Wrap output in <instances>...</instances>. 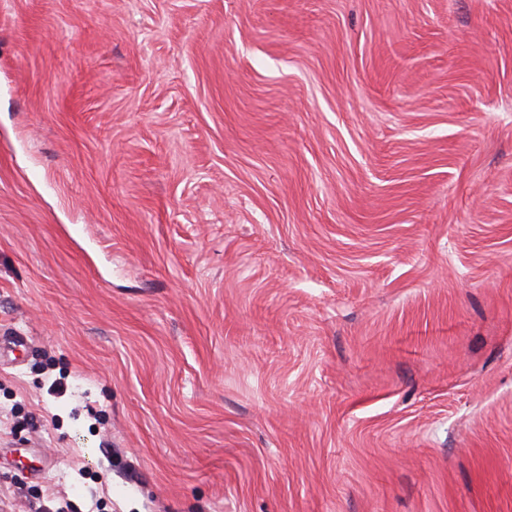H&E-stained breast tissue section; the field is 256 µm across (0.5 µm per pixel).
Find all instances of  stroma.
Returning a JSON list of instances; mask_svg holds the SVG:
<instances>
[{
	"label": "stroma",
	"instance_id": "obj_1",
	"mask_svg": "<svg viewBox=\"0 0 512 512\" xmlns=\"http://www.w3.org/2000/svg\"><path fill=\"white\" fill-rule=\"evenodd\" d=\"M0 512H512V0H0Z\"/></svg>",
	"mask_w": 512,
	"mask_h": 512
}]
</instances>
